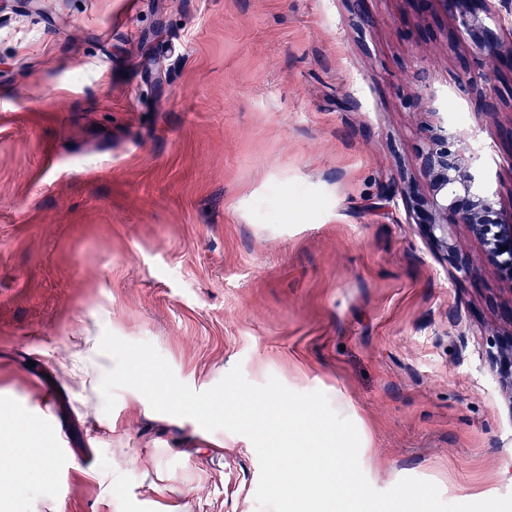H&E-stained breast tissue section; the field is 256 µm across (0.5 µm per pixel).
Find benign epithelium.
<instances>
[{"label": "benign epithelium", "mask_w": 512, "mask_h": 512, "mask_svg": "<svg viewBox=\"0 0 512 512\" xmlns=\"http://www.w3.org/2000/svg\"><path fill=\"white\" fill-rule=\"evenodd\" d=\"M457 12L460 30L468 33L476 47L491 59L497 74L512 67V43L505 44L489 24L490 0H439ZM454 139L447 127L438 126L423 148L425 165L431 179L429 199L419 203L421 223L429 237L445 251L449 243L448 225L466 224L482 243L490 268L512 282V219L495 208L493 186L487 167L459 148L451 149ZM496 353L491 355L503 385L512 392V332L498 337Z\"/></svg>", "instance_id": "1"}]
</instances>
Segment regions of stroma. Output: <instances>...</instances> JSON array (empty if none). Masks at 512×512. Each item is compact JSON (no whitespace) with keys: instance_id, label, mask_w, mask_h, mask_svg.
Wrapping results in <instances>:
<instances>
[{"instance_id":"35a3bbf8","label":"stroma","mask_w":512,"mask_h":512,"mask_svg":"<svg viewBox=\"0 0 512 512\" xmlns=\"http://www.w3.org/2000/svg\"><path fill=\"white\" fill-rule=\"evenodd\" d=\"M472 77L484 98L461 91ZM504 91L439 0H9L0 401L51 453L14 512H257L245 436L131 388L104 413L107 330L196 391L237 365L323 391L376 490L512 494V397L488 360L512 283L467 225L454 254L431 245L416 206L445 122L512 215Z\"/></svg>"}]
</instances>
